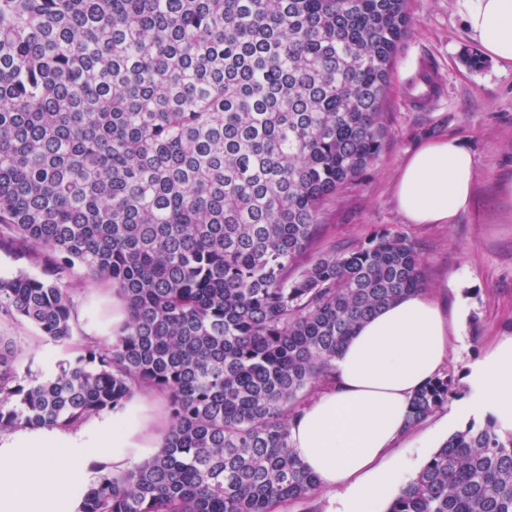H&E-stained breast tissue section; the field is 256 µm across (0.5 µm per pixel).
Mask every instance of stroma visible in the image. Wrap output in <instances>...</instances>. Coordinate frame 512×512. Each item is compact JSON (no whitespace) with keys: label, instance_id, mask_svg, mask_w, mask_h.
<instances>
[{"label":"stroma","instance_id":"stroma-1","mask_svg":"<svg viewBox=\"0 0 512 512\" xmlns=\"http://www.w3.org/2000/svg\"><path fill=\"white\" fill-rule=\"evenodd\" d=\"M411 31L391 75L385 110L390 129L382 156L361 178L322 207L326 226L318 248L327 252L363 242L385 228L407 235L422 249L427 290L445 307L461 305L465 328L453 337L445 371L459 381L456 399L467 394L470 365L512 336V67L485 60L466 63L478 45L465 28L459 0H407ZM442 76L434 95L415 103L411 82L422 66ZM444 135L465 140L475 161L473 201L453 224H410L394 197L397 170L409 151ZM77 333L109 337L112 296L83 269L70 280ZM464 420L441 408L412 429L388 462L409 482Z\"/></svg>","mask_w":512,"mask_h":512}]
</instances>
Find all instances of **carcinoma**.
Listing matches in <instances>:
<instances>
[{"label":"carcinoma","instance_id":"cac0c4a2","mask_svg":"<svg viewBox=\"0 0 512 512\" xmlns=\"http://www.w3.org/2000/svg\"><path fill=\"white\" fill-rule=\"evenodd\" d=\"M406 0H0V319L79 351L20 383L0 331V432L77 428L141 391L159 451L89 488L82 512H279L318 483L291 421L356 328L425 287L386 230L321 254L323 203L376 163ZM129 318L73 334L74 268ZM458 380L410 401L409 427ZM385 512H512V432L457 431Z\"/></svg>","mask_w":512,"mask_h":512}]
</instances>
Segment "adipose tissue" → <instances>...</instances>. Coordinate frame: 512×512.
Here are the masks:
<instances>
[{
  "label": "adipose tissue",
  "instance_id": "obj_1",
  "mask_svg": "<svg viewBox=\"0 0 512 512\" xmlns=\"http://www.w3.org/2000/svg\"><path fill=\"white\" fill-rule=\"evenodd\" d=\"M465 26L485 56L512 64V0H461ZM475 162L453 136L423 143L401 163L397 207L411 224H452L472 200ZM458 311L430 291L402 297L364 322L333 362L334 384L290 428V446L330 502L328 512H375L399 480L384 466L408 434L414 393L438 374ZM461 417L493 415L512 430V337L471 365ZM169 428L162 398L136 394L82 426L27 427L0 434V512H79L104 471L133 469L155 454Z\"/></svg>",
  "mask_w": 512,
  "mask_h": 512
}]
</instances>
